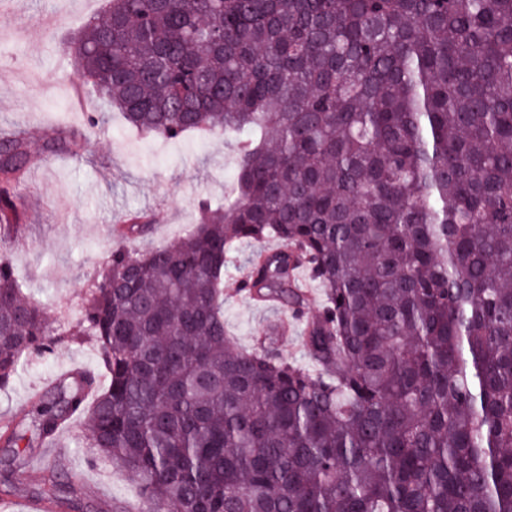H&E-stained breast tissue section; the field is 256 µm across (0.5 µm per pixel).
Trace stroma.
Here are the masks:
<instances>
[{
	"label": "stroma",
	"instance_id": "obj_1",
	"mask_svg": "<svg viewBox=\"0 0 512 512\" xmlns=\"http://www.w3.org/2000/svg\"><path fill=\"white\" fill-rule=\"evenodd\" d=\"M103 6L104 0H0V127L81 125L87 113L105 116L81 158L54 157L31 169L21 190L27 204L26 235L10 252L28 296L44 306L53 325L68 329L80 314L87 281L111 248L109 233L121 215L147 210L156 218L153 233L133 242V249L171 245L192 224L199 196L223 204L232 170L231 149L223 137L179 145L142 138L127 131L118 112L82 87L61 43ZM255 249L253 243H241L224 270L225 328L246 349L277 315L236 288ZM297 281L306 293L304 317L291 324L279 352L313 374L317 367L303 345L304 319L318 315L324 290L306 271H299ZM77 367L101 368L91 338L60 344L45 357L28 356L8 390L0 392V420L30 409L35 394ZM87 442V422L78 418L52 443L26 449L14 485L0 482V512H30L31 503L45 494L44 475L50 468L89 503L88 512H129L138 505L135 475L95 458Z\"/></svg>",
	"mask_w": 512,
	"mask_h": 512
}]
</instances>
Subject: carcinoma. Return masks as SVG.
Instances as JSON below:
<instances>
[{
    "mask_svg": "<svg viewBox=\"0 0 512 512\" xmlns=\"http://www.w3.org/2000/svg\"><path fill=\"white\" fill-rule=\"evenodd\" d=\"M62 50L145 138L237 136L234 174L170 246L124 215L64 333L7 256L16 185L102 118L0 129V390L70 336L108 376L1 425L6 462L85 414L134 512H512V0H106ZM270 238L238 287L298 304L309 270L315 375L278 320L224 327L228 253ZM302 291H306V305L302 312L305 317H315L321 310L324 302V288L312 281L304 269L298 271L296 277Z\"/></svg>",
    "mask_w": 512,
    "mask_h": 512,
    "instance_id": "carcinoma-1",
    "label": "carcinoma"
}]
</instances>
